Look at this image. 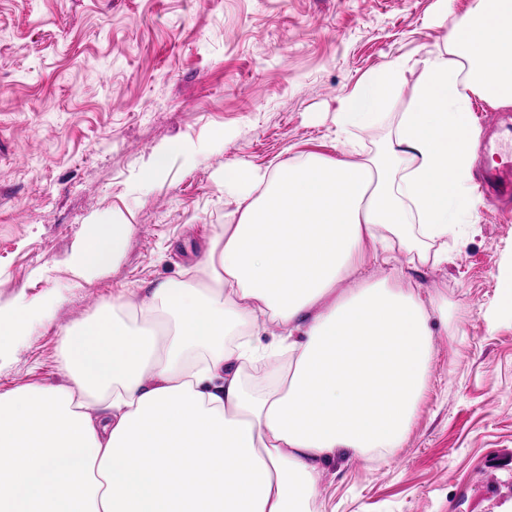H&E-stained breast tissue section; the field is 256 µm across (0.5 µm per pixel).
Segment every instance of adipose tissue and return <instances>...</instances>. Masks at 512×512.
Segmentation results:
<instances>
[{
  "mask_svg": "<svg viewBox=\"0 0 512 512\" xmlns=\"http://www.w3.org/2000/svg\"><path fill=\"white\" fill-rule=\"evenodd\" d=\"M407 85L393 140L359 157L356 133L384 123ZM477 97L512 104V0H474L443 47L396 57L339 98L341 158L225 166L237 208L196 278L68 328V386L0 394V512H310L326 461L397 447L433 333L418 290L363 273L395 248L425 262L423 241L473 223ZM128 233L92 225L74 274L114 266ZM344 276L355 288L338 289ZM50 307L0 308V355ZM249 367L269 389L246 381Z\"/></svg>",
  "mask_w": 512,
  "mask_h": 512,
  "instance_id": "obj_1",
  "label": "adipose tissue"
}]
</instances>
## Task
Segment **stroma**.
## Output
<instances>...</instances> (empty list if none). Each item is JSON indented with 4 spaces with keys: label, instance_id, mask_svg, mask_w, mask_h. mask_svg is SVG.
<instances>
[{
    "label": "stroma",
    "instance_id": "obj_1",
    "mask_svg": "<svg viewBox=\"0 0 512 512\" xmlns=\"http://www.w3.org/2000/svg\"><path fill=\"white\" fill-rule=\"evenodd\" d=\"M473 0H0V306L50 299L0 360V394L59 387L65 330L179 279L234 210L225 166L339 158L337 100L441 47ZM160 177L136 175L154 149ZM130 233L108 272L70 265L88 227ZM372 280L419 289L428 386L400 447L325 465L315 512H512V224L486 198L448 259L401 253ZM183 150L182 144H171L154 151L138 173L139 182L144 185L151 183L163 171L169 156Z\"/></svg>",
    "mask_w": 512,
    "mask_h": 512
}]
</instances>
